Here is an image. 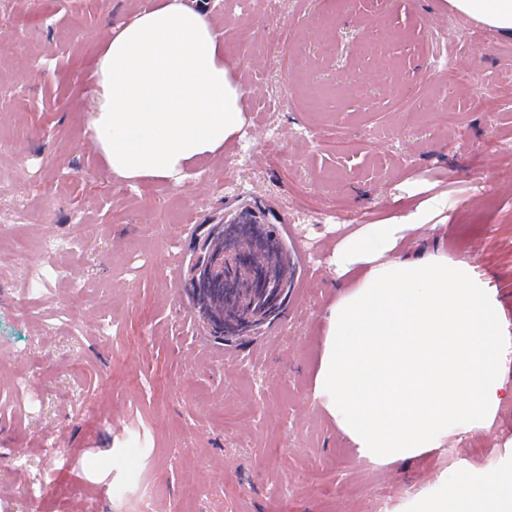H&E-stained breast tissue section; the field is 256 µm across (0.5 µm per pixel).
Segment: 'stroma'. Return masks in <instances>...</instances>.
<instances>
[{
  "instance_id": "35a3bbf8",
  "label": "stroma",
  "mask_w": 512,
  "mask_h": 512,
  "mask_svg": "<svg viewBox=\"0 0 512 512\" xmlns=\"http://www.w3.org/2000/svg\"><path fill=\"white\" fill-rule=\"evenodd\" d=\"M150 2L0 0V512H420L459 475L512 478V403L381 464L311 398L333 251L361 225L421 219L399 257L472 264L512 327V39L448 0H224L243 125L182 181L133 182L93 148L87 64ZM249 212L291 290L222 340L188 261Z\"/></svg>"
}]
</instances>
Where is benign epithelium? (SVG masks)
<instances>
[{"label": "benign epithelium", "mask_w": 512, "mask_h": 512, "mask_svg": "<svg viewBox=\"0 0 512 512\" xmlns=\"http://www.w3.org/2000/svg\"><path fill=\"white\" fill-rule=\"evenodd\" d=\"M213 238L218 245L206 254L198 253L189 264L194 309L223 337L256 332L288 296L290 282L279 263L283 244L262 224H219L217 232L203 238L201 247ZM205 276L220 280L226 288L234 287L237 278L247 279L251 288L221 302L201 293L199 282Z\"/></svg>", "instance_id": "1"}]
</instances>
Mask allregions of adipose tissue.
Returning a JSON list of instances; mask_svg holds the SVG:
<instances>
[{
  "instance_id": "obj_1",
  "label": "adipose tissue",
  "mask_w": 512,
  "mask_h": 512,
  "mask_svg": "<svg viewBox=\"0 0 512 512\" xmlns=\"http://www.w3.org/2000/svg\"><path fill=\"white\" fill-rule=\"evenodd\" d=\"M457 14L512 37V0H448ZM93 146L125 180L174 179L236 133L243 116L221 31L192 0H154L113 25L90 64ZM405 224H365L336 246L356 273L326 315L313 398L360 456L379 463L442 447L489 426L512 402V347L487 281L435 253L396 258ZM422 512H512V479L458 478Z\"/></svg>"
}]
</instances>
